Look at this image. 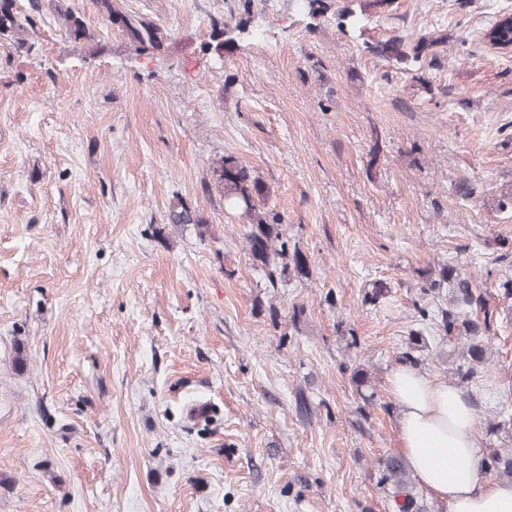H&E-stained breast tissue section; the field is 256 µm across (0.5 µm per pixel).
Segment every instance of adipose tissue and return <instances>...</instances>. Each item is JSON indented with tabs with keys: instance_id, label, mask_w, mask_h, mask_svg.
<instances>
[{
	"instance_id": "obj_1",
	"label": "adipose tissue",
	"mask_w": 512,
	"mask_h": 512,
	"mask_svg": "<svg viewBox=\"0 0 512 512\" xmlns=\"http://www.w3.org/2000/svg\"><path fill=\"white\" fill-rule=\"evenodd\" d=\"M401 454L448 512H512V482L481 473L474 408L460 387L403 363L388 377Z\"/></svg>"
}]
</instances>
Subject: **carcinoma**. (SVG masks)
<instances>
[{"label": "carcinoma", "instance_id": "obj_1", "mask_svg": "<svg viewBox=\"0 0 512 512\" xmlns=\"http://www.w3.org/2000/svg\"><path fill=\"white\" fill-rule=\"evenodd\" d=\"M17 0H0V36L14 39L18 46L27 45L26 34L32 20L17 10ZM110 24L125 34L135 45L150 44L157 49L164 47L166 32L158 25L144 20H135L116 9L113 0H94ZM67 34L77 44L90 43L95 35L84 24L80 16L71 11L64 13ZM442 43V39H420L411 44L402 38H392L371 47V50L400 64H415L433 53V47ZM216 183L224 192V207L230 212H239L251 221V230L246 240L252 259L265 266L275 259L293 266L297 273L307 269V258L298 250H289L288 240L280 230V218L276 214L261 209L265 204L267 191L265 186L249 170L239 164L232 154L221 157L214 170ZM172 224H191L195 222L189 207L183 202L175 203L169 212ZM442 277L454 282L451 296L452 307L443 311L439 321L445 336L443 342L456 349L464 345L461 357L468 361L466 369L459 370L461 381H468L477 374V367L485 362L489 351L488 337L483 332L490 328L493 314L484 310L483 322L466 318L474 307L483 306L481 295L474 292L471 280L462 273L449 268L442 271ZM483 472L498 479L512 481V448H497L484 460ZM377 484L390 492L395 512H423L414 483V476L400 455L388 454L377 460Z\"/></svg>", "mask_w": 512, "mask_h": 512}]
</instances>
